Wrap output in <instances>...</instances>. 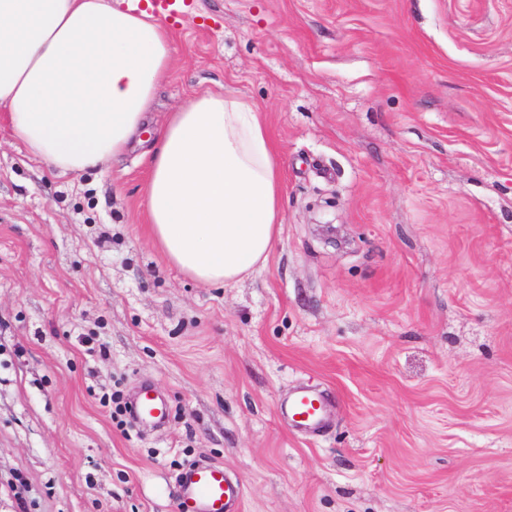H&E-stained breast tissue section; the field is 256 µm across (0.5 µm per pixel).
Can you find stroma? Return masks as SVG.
Returning a JSON list of instances; mask_svg holds the SVG:
<instances>
[{
    "label": "stroma",
    "instance_id": "35a3bbf8",
    "mask_svg": "<svg viewBox=\"0 0 512 512\" xmlns=\"http://www.w3.org/2000/svg\"><path fill=\"white\" fill-rule=\"evenodd\" d=\"M143 146L56 176L0 112V512H512V0H187ZM263 111L265 265L203 286L150 241L149 147L199 93ZM335 225L339 242L322 225ZM143 382L171 415L119 424ZM330 403L317 435L281 400ZM179 512H241L243 487L224 466L198 461L177 478Z\"/></svg>",
    "mask_w": 512,
    "mask_h": 512
}]
</instances>
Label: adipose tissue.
I'll return each instance as SVG.
<instances>
[{"mask_svg":"<svg viewBox=\"0 0 512 512\" xmlns=\"http://www.w3.org/2000/svg\"><path fill=\"white\" fill-rule=\"evenodd\" d=\"M172 37L114 0H0V110L59 174L104 167L147 124ZM151 237L204 285L266 262L279 233L277 153L255 105L198 94L162 129L145 186Z\"/></svg>","mask_w":512,"mask_h":512,"instance_id":"1","label":"adipose tissue"}]
</instances>
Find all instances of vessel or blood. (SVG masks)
I'll use <instances>...</instances> for the list:
<instances>
[{
    "label": "vessel or blood",
    "mask_w": 512,
    "mask_h": 512,
    "mask_svg": "<svg viewBox=\"0 0 512 512\" xmlns=\"http://www.w3.org/2000/svg\"><path fill=\"white\" fill-rule=\"evenodd\" d=\"M138 419L146 425L160 423L168 413L166 402L150 389L135 400ZM280 415L297 426L317 428L325 415L323 401L311 392L292 393L279 407ZM180 512H241L243 487L238 477L223 466L199 461L177 478Z\"/></svg>",
    "instance_id": "obj_1"
}]
</instances>
